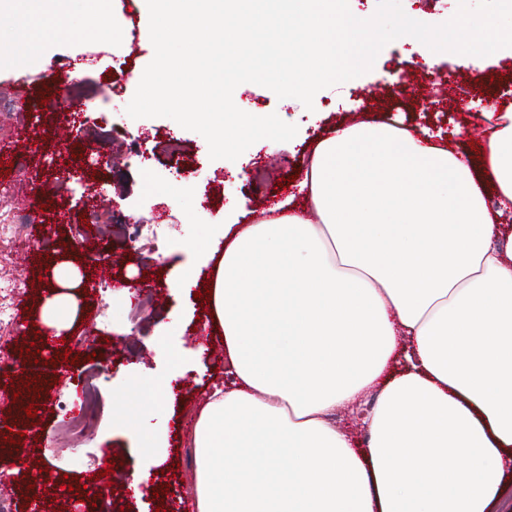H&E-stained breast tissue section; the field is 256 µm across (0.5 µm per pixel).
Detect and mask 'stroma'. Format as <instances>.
<instances>
[{
	"label": "stroma",
	"mask_w": 512,
	"mask_h": 512,
	"mask_svg": "<svg viewBox=\"0 0 512 512\" xmlns=\"http://www.w3.org/2000/svg\"><path fill=\"white\" fill-rule=\"evenodd\" d=\"M110 8L119 26H136L138 40L113 41L111 54L99 55L95 64H87L84 54L112 39L108 29L93 23L75 26L64 39L44 41L34 62H0V99L14 104L10 118L0 122V211H8L11 202L23 203L30 214L31 245L46 235L56 242L41 255L34 254L31 245L19 249L10 263L0 265L1 274L23 284L14 297L18 318L8 336L11 356L31 358L29 347L38 330L35 319L50 287L43 277L46 269L66 254L86 282L63 347L39 367L35 423H25V411L14 398L19 384L0 376V482L13 493L17 512H54L55 490L67 483L79 501L78 512H95L99 496L85 490L82 482L90 477V454L102 448L113 452L114 512H155L160 506L166 512H181L192 503L196 472L188 434L209 389L224 380V341L201 300L177 293L174 284L190 263L201 266L200 283L210 279L212 267L190 245L216 232L226 204H236L247 224L260 222L289 194L294 195L295 206H303L304 198L290 179L302 175L315 143L336 126L378 121L411 130L427 128L472 147L477 136L489 132L487 110L512 105L511 57L467 69L449 57L430 68L392 42L369 72L316 95L310 110L300 103L288 105L263 86L241 84L233 94L238 108L277 113L298 132L279 147L259 141L237 160H213L199 133L166 117L127 115L140 76L154 56L149 14L140 0H111ZM450 75L465 80V102H457L449 90ZM68 78L83 80L92 100L77 108L63 101L61 84ZM22 82L29 93L21 98L17 89ZM106 96L112 111L105 116L100 103ZM165 131L176 133L193 175L175 168L162 146L155 144V133ZM149 148L153 159L141 162L139 151ZM94 153L100 163L91 161ZM255 170L264 177L259 192L248 184V175ZM93 181L104 185L106 192L97 208V231L86 237L83 189ZM164 212L175 214L178 224L160 251L136 248L118 228L127 215H138L149 224ZM99 262L107 265L114 289V318L106 328L95 317L99 280L93 272ZM127 281L145 283L163 296L133 328L123 319L125 298L120 289ZM68 351L75 355L74 363H65ZM189 361L194 362V371L174 382L173 398H164V381L179 363ZM91 370L102 373L99 425L89 439L70 447L59 438L62 415L57 404L70 400ZM134 370L143 374L135 387L128 381ZM123 395L140 406L135 420L148 425L164 459L140 498L123 480L142 459L115 410ZM165 484L170 487L166 493L161 490Z\"/></svg>",
	"instance_id": "35a3bbf8"
}]
</instances>
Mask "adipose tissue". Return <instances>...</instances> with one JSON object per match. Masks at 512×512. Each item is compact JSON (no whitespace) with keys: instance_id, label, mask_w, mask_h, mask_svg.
<instances>
[{"instance_id":"obj_1","label":"adipose tissue","mask_w":512,"mask_h":512,"mask_svg":"<svg viewBox=\"0 0 512 512\" xmlns=\"http://www.w3.org/2000/svg\"><path fill=\"white\" fill-rule=\"evenodd\" d=\"M15 58L32 0H0ZM480 164L383 122L314 146L306 209L225 218L209 308L225 373L196 416V512H489L512 469V248L486 203L512 206V106ZM44 321L66 329L77 282ZM374 394L366 449L330 416Z\"/></svg>"}]
</instances>
